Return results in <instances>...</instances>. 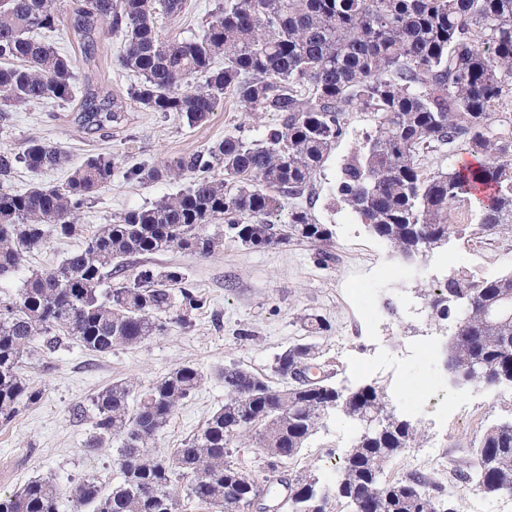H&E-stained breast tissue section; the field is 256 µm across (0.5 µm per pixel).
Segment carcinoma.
<instances>
[{"instance_id":"1","label":"carcinoma","mask_w":512,"mask_h":512,"mask_svg":"<svg viewBox=\"0 0 512 512\" xmlns=\"http://www.w3.org/2000/svg\"><path fill=\"white\" fill-rule=\"evenodd\" d=\"M186 0H72L68 30L90 60L100 24L122 37L117 64L140 76L131 99L150 112H178L188 125L204 123L229 93L251 112L278 121L256 140L228 134L205 151L161 167L133 166L144 181L190 175L188 186L150 207L132 209L85 237L51 270H32L16 293L0 297V422H11L41 400L22 373L30 344L52 350L64 339L91 353L138 345L164 331L165 317L201 305L180 266L139 261L172 250L210 256L224 238L265 248L291 240L319 247L334 261V233L310 212L293 208L271 217L281 199L311 187L348 112L374 117L375 129L341 169L340 200L360 223L406 260L421 249L470 229L477 237L512 233V113L500 110L512 88V0H217L189 40L162 36L159 15L176 16ZM59 23L56 0H0V120L10 108L48 101L75 104L74 120L96 132L122 119L110 96L86 89L76 99V60L32 36ZM224 58V67L213 69ZM204 82H197L198 77ZM460 150L476 165L427 172L420 154ZM34 171L62 168L70 158L38 139L16 152L0 151V280L51 236L77 234L78 217L112 182L115 164L99 154L53 186L23 192L3 188L16 165ZM224 170V178L212 175ZM473 204L470 221L452 222L459 203ZM214 230L207 231L208 226ZM124 279L112 287L114 275ZM512 290V272L480 279L458 272L423 293L430 317L445 304L454 326L448 367L466 383L485 382L484 370L512 381V320L490 316ZM311 336L331 331L317 314L301 318ZM312 343H297L276 358L288 385L270 382L236 364L218 373L224 406L182 446L156 452L159 433L202 383L194 365H181L144 390L115 382L95 399L87 451L119 442L117 481L90 479L72 491L77 508L92 512H180L186 498L212 512H240L268 474L298 456L331 412L359 428L340 459L334 482L301 471L284 481L287 512H326L334 499L348 512H457L454 500L432 494L436 482L407 474L386 479V460L416 445L417 426L395 415L374 384L338 392L329 382L307 388L289 380L298 366L319 363ZM265 449L267 470L252 474L231 460L232 444ZM481 480L483 492L512 495V421L487 426L457 470ZM62 492L51 479L27 482L0 496V512H60Z\"/></svg>"}]
</instances>
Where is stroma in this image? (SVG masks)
<instances>
[{"instance_id":"1","label":"stroma","mask_w":512,"mask_h":512,"mask_svg":"<svg viewBox=\"0 0 512 512\" xmlns=\"http://www.w3.org/2000/svg\"><path fill=\"white\" fill-rule=\"evenodd\" d=\"M214 6L215 0H187L184 13L159 17L157 27L166 37L191 38ZM120 44L119 36L103 32L93 60L78 69L77 87L121 101V123L91 134L78 125L72 106L47 102L13 108L7 126H0V151L19 150L36 138L61 147L72 165L99 153L112 155L116 165L111 184L82 213L78 235L50 238L40 252L26 258L24 269L57 266L99 225L189 183L185 177L126 179L133 164L160 166L203 151L227 134L254 139L276 120L273 113L246 111L229 98L207 122L194 127L178 113L146 111L130 98L138 75L114 61ZM373 127L370 114L349 112L343 137L315 177L310 212L317 223L333 229L332 264L319 265L317 248L297 241L263 249L228 241L220 253L208 257L170 251L154 256V263L183 267L203 300L185 322H169L164 332L143 344L105 354L87 352L69 340L52 352H33L24 374L42 398L10 423L0 424V494L34 478L53 479L66 496L90 477L111 486L117 475L113 449H86L97 394L117 380L144 389L174 367L193 364L205 378L179 405L156 443L163 453L180 447L223 406L224 382L217 372L225 365H241L281 385L276 358L288 346L310 339L300 323L308 313L322 315L332 325L329 335L315 339L328 363L330 383L382 386L397 416L417 424L426 441L441 443L439 458L427 463L426 471L443 485L453 479L454 466L467 458L482 429L512 419V387L459 388L451 383L444 360L450 332L431 321L419 290L462 270L479 278L512 272V236L475 239L454 234L426 260L397 257L334 198L343 163ZM392 269L400 270L399 278L389 277ZM356 433L350 420L328 417L300 455L287 463L286 473L310 468L332 478Z\"/></svg>"}]
</instances>
